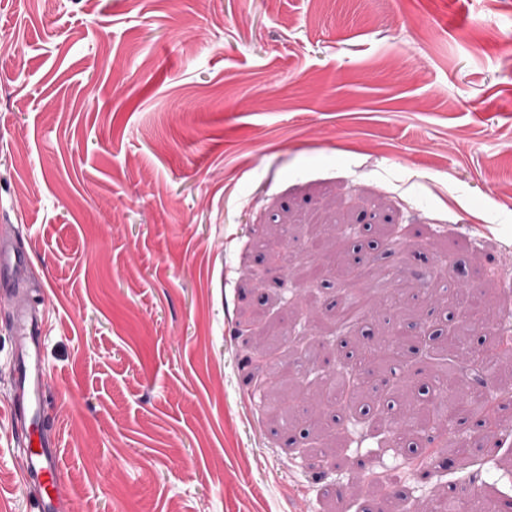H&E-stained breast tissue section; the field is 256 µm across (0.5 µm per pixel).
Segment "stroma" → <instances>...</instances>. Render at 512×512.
<instances>
[{
  "label": "stroma",
  "instance_id": "stroma-1",
  "mask_svg": "<svg viewBox=\"0 0 512 512\" xmlns=\"http://www.w3.org/2000/svg\"><path fill=\"white\" fill-rule=\"evenodd\" d=\"M391 237L374 263L408 309L336 327L332 273L269 263L270 226L300 260L312 216ZM0 240L23 258L0 292V512H38L9 406L18 308L43 322L42 417L60 512H400L482 490L512 512L494 435L410 468L383 417L265 383L256 347L311 353L345 377L370 331L416 325L379 390L426 381L417 299L428 269H461L512 334V0H0ZM391 476L383 488L361 475Z\"/></svg>",
  "mask_w": 512,
  "mask_h": 512
}]
</instances>
